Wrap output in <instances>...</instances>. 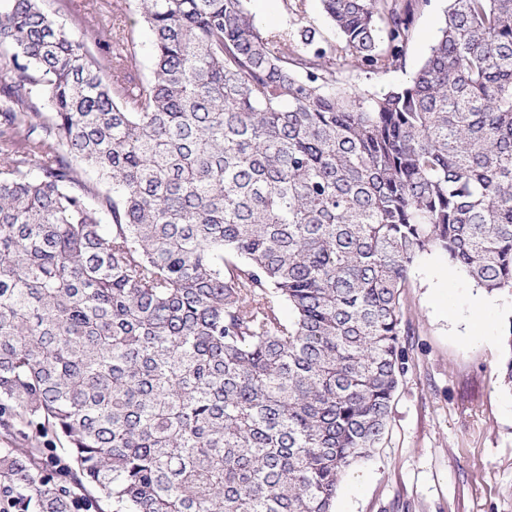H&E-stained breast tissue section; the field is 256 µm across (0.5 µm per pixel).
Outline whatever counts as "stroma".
I'll return each mask as SVG.
<instances>
[{
    "instance_id": "obj_1",
    "label": "stroma",
    "mask_w": 512,
    "mask_h": 512,
    "mask_svg": "<svg viewBox=\"0 0 512 512\" xmlns=\"http://www.w3.org/2000/svg\"><path fill=\"white\" fill-rule=\"evenodd\" d=\"M115 3L98 0L85 17L73 0H47L66 26L85 18L106 30L118 16ZM250 7L256 14L272 10L276 26L311 24L336 37L321 0H307L300 21L282 0H251ZM442 7L443 0H432L417 17L405 69L377 76L353 68L344 83L377 93L403 83L435 37ZM485 294L440 253L416 261L404 290L407 371L384 439L347 472L335 512H512V389L499 375L512 294L498 293L494 307L474 313L475 299Z\"/></svg>"
}]
</instances>
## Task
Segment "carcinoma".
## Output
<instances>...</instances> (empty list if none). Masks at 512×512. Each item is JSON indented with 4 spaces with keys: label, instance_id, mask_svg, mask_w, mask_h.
<instances>
[{
    "label": "carcinoma",
    "instance_id": "cac0c4a2",
    "mask_svg": "<svg viewBox=\"0 0 512 512\" xmlns=\"http://www.w3.org/2000/svg\"><path fill=\"white\" fill-rule=\"evenodd\" d=\"M249 2L136 0L107 33L0 0L11 512H334L406 372L414 261L512 292V0H448L382 94L340 74L404 68L431 0H321L335 43ZM443 3V0H432L431 6L417 17L407 54L406 72L398 70L385 76H377L364 69L352 68L343 73V82L362 91L377 93L403 83L413 68L421 61L429 44L437 34L442 22Z\"/></svg>",
    "mask_w": 512,
    "mask_h": 512
}]
</instances>
